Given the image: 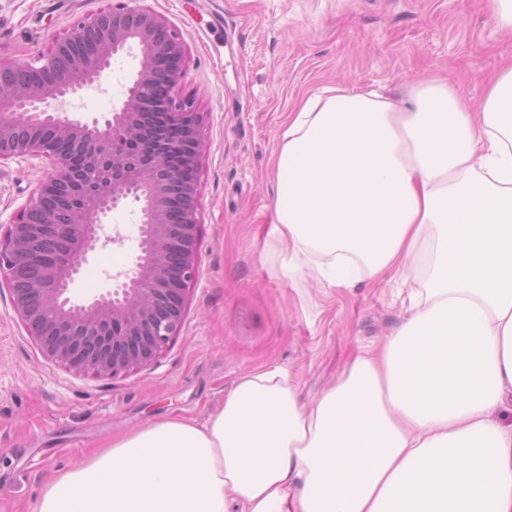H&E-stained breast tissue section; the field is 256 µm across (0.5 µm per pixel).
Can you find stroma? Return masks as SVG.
Returning <instances> with one entry per match:
<instances>
[{"mask_svg": "<svg viewBox=\"0 0 512 512\" xmlns=\"http://www.w3.org/2000/svg\"><path fill=\"white\" fill-rule=\"evenodd\" d=\"M110 0H0V61L33 62ZM183 39L181 93L205 118L199 159L198 273L184 319L154 363L113 376L47 359L0 294V512H31L52 473L113 435L181 415L205 420L249 372L279 367L300 400L335 383L350 354L380 346L406 318L396 282L323 288L289 278L272 230L274 158L288 115L325 87L376 89L408 106L438 77L470 105L512 59L485 0H144ZM139 68L115 56L76 113L109 112ZM52 171L0 162V224L16 220ZM124 245L97 249L74 285L82 300L131 266L137 218L111 212Z\"/></svg>", "mask_w": 512, "mask_h": 512, "instance_id": "stroma-1", "label": "stroma"}]
</instances>
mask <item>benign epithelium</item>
<instances>
[{
	"instance_id": "benign-epithelium-1",
	"label": "benign epithelium",
	"mask_w": 512,
	"mask_h": 512,
	"mask_svg": "<svg viewBox=\"0 0 512 512\" xmlns=\"http://www.w3.org/2000/svg\"><path fill=\"white\" fill-rule=\"evenodd\" d=\"M137 50L140 69L103 119L72 102L112 58ZM183 40L141 0L75 24L35 62H0V161L45 158L53 173L0 225V290L43 355L75 372L114 376L151 365L182 324L197 272L203 113L180 93ZM139 212L135 262L83 303L69 291L97 248L124 242L105 224Z\"/></svg>"
}]
</instances>
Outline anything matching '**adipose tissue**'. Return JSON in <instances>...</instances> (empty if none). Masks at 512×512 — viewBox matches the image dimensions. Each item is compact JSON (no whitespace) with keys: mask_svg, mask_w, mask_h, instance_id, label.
<instances>
[{"mask_svg":"<svg viewBox=\"0 0 512 512\" xmlns=\"http://www.w3.org/2000/svg\"><path fill=\"white\" fill-rule=\"evenodd\" d=\"M283 265L385 278L407 319L310 402L277 367L205 422L169 415L51 476L32 512H512V65L478 109L325 87L275 157Z\"/></svg>","mask_w":512,"mask_h":512,"instance_id":"obj_1","label":"adipose tissue"}]
</instances>
